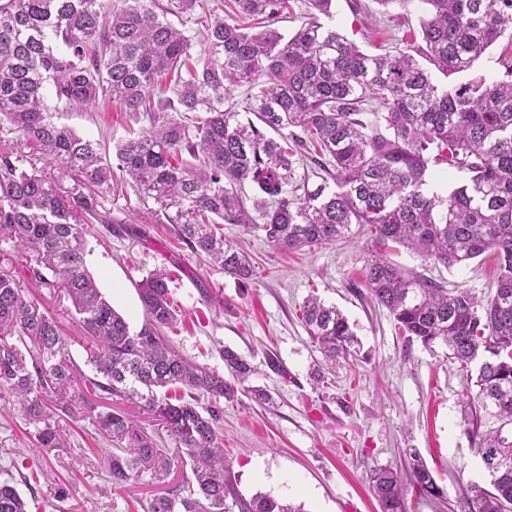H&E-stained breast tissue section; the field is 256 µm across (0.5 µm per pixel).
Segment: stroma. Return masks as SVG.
<instances>
[{
    "label": "stroma",
    "instance_id": "stroma-1",
    "mask_svg": "<svg viewBox=\"0 0 512 512\" xmlns=\"http://www.w3.org/2000/svg\"><path fill=\"white\" fill-rule=\"evenodd\" d=\"M418 6L383 9L376 0H334L329 26L364 53L401 48L407 31H419ZM59 120L79 135L106 145L127 138L129 120L100 105L60 113ZM108 204L117 223L96 224L86 237L87 265L105 299L132 329L145 314L138 288L155 267L173 275L171 298L180 316L168 330L171 342L187 357L223 370L222 349L245 358L254 372L249 386L271 394L261 405L244 394L224 404L226 480L243 499L268 495L302 506L304 512H380L369 478L373 469L390 466L409 475L412 453H419L444 490L431 500L415 491L406 495V512H462L460 503L472 485L489 487L477 455L473 421L482 430L497 428L487 413L472 415L467 375L444 343L423 346L407 341L389 312L371 297L364 268L376 249L359 225L350 238L329 245L280 253L261 229L224 227L225 238L251 256L254 275L240 281L210 267L179 242L154 202L139 200L133 189L113 183ZM387 258L409 275L445 288L487 291L496 261L483 255L447 269L407 250ZM73 340L70 357L79 373L92 369L80 345L83 331L70 301L44 288H25ZM336 305L355 331L352 357L324 368L322 382L310 373L323 357L301 320L309 295ZM73 405L65 420L69 447L50 453L36 448L28 427L6 396L0 395V481L13 480L27 512H147L151 500L181 484L182 466L166 482L150 475L133 478L111 495L99 494L107 475L103 459L113 447L94 441L87 414L91 405L127 414L148 432L161 428L132 403L103 399L101 391L77 383L66 396ZM71 488L68 499L55 492Z\"/></svg>",
    "mask_w": 512,
    "mask_h": 512
}]
</instances>
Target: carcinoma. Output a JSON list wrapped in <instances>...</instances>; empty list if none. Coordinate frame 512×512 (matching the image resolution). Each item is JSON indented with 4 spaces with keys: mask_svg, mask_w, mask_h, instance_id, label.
Instances as JSON below:
<instances>
[{
    "mask_svg": "<svg viewBox=\"0 0 512 512\" xmlns=\"http://www.w3.org/2000/svg\"><path fill=\"white\" fill-rule=\"evenodd\" d=\"M288 2L218 0L204 13L194 56L167 14L197 0H170L163 9L157 0H0V133L22 137L15 148L0 147V243L30 251L23 274L0 273V391L16 398L36 447H68L59 416L67 407L58 400L76 383L69 338L25 297L24 281L59 291L89 341L95 377L82 376L84 383L137 400L190 468L147 512H302L262 495L227 503L221 401L234 398L252 368L226 348V380L171 344L170 273L156 268L139 284L146 320L137 332L89 273L84 225L117 223L105 207L114 171L158 205L180 242L237 280L253 268L224 238L222 222L248 229L260 219L281 251L330 244L361 224L376 243L445 268L491 252L497 275L485 296L411 277L379 254L367 262L365 286L407 340L443 342L462 368L477 366L469 403L500 426L473 429L491 489L474 490L465 507L512 512V431H504L512 426V41L498 58L500 77L443 87L409 51L369 55L325 27L320 16H331L333 0H307L309 21L282 34L275 24ZM421 2L416 51L447 78L472 73L512 32V0ZM237 86L256 89L253 121L224 106ZM100 97L141 125L111 159L100 142L56 121ZM290 141L313 147L336 189L294 181ZM39 161L59 165L73 187L57 192ZM441 166L465 177L445 196L426 190L430 169ZM301 319L329 361L358 344L340 310L316 297ZM88 419L122 447L105 460L111 485L167 475L173 457L135 421L94 409ZM371 482L381 512H405L396 470L380 468ZM410 484L431 499L443 496L419 458ZM0 512H26L9 481L0 483Z\"/></svg>",
    "mask_w": 512,
    "mask_h": 512,
    "instance_id": "1",
    "label": "carcinoma"
}]
</instances>
